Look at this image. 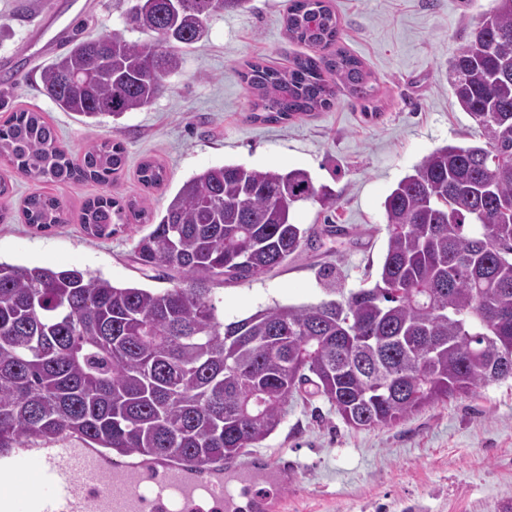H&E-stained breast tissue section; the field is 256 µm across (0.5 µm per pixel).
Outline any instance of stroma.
<instances>
[{"label":"stroma","instance_id":"stroma-1","mask_svg":"<svg viewBox=\"0 0 512 512\" xmlns=\"http://www.w3.org/2000/svg\"><path fill=\"white\" fill-rule=\"evenodd\" d=\"M341 44L371 75V99L338 93L334 106L282 123L254 121L253 98L240 78L247 62L287 65L303 47L288 40V0H249L243 12H220L185 55L154 102L119 122L87 127L43 94L51 62L29 34L41 28V0H0V121L11 112H41L60 143L81 156L99 138L122 143L126 165L112 186L38 183L12 174L9 219L0 222V261L77 267L119 285L159 289L133 261L147 224L117 225L112 236L88 235L85 202L103 193L136 200L154 214L192 174L222 164L307 171L317 197L299 203L297 223L317 241L251 282H224L214 296L224 321L279 302L315 304L335 289L372 284L383 260V203L423 157L446 144L470 145L474 123L454 102L448 62L470 40L481 13L496 0H330ZM57 26L93 38L144 35L126 20L128 0H57ZM165 167L161 187L137 178L141 161ZM35 192L58 197L67 223L48 231L25 224L19 208ZM330 193L333 206L323 205ZM341 225L339 235L326 225ZM268 457L287 455L295 477L278 496L283 512H503L512 505V378L478 386L467 396L427 407L375 429L349 427L321 397L292 398L281 425L257 445Z\"/></svg>","mask_w":512,"mask_h":512}]
</instances>
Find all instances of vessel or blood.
<instances>
[{"label":"vessel or blood","mask_w":512,"mask_h":512,"mask_svg":"<svg viewBox=\"0 0 512 512\" xmlns=\"http://www.w3.org/2000/svg\"><path fill=\"white\" fill-rule=\"evenodd\" d=\"M20 475L31 489L14 487ZM258 478L287 484V461L256 455L243 470L165 462L146 469L64 442L0 452V512H277L278 501L252 491Z\"/></svg>","instance_id":"1"}]
</instances>
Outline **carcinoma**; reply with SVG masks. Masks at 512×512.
Here are the masks:
<instances>
[{
    "label": "carcinoma",
    "instance_id": "obj_1",
    "mask_svg": "<svg viewBox=\"0 0 512 512\" xmlns=\"http://www.w3.org/2000/svg\"><path fill=\"white\" fill-rule=\"evenodd\" d=\"M127 20L149 35L75 34L43 69V91L88 126L150 105L182 68L208 19L246 0H129ZM288 38L310 48L285 68L240 73L256 118L279 122L331 108L337 92L368 96L371 76L338 45L329 0H290ZM451 95L482 142L446 144L384 201L386 251L372 286L336 298L275 303L220 320L213 287L253 281L313 242L294 222L317 195L300 169L224 164L195 173L135 247L144 273L169 288L122 286L76 267L0 262V449L74 435L119 457L180 464L229 461L282 423L288 400L313 388L355 429L392 426L489 382L512 361V0H497L449 62ZM0 158L33 180L109 185L125 164L116 141L79 158L39 112L0 125ZM146 188L162 165L139 167ZM25 223L66 222L53 197L23 200ZM148 216L101 196L81 222L94 237Z\"/></svg>",
    "mask_w": 512,
    "mask_h": 512
}]
</instances>
